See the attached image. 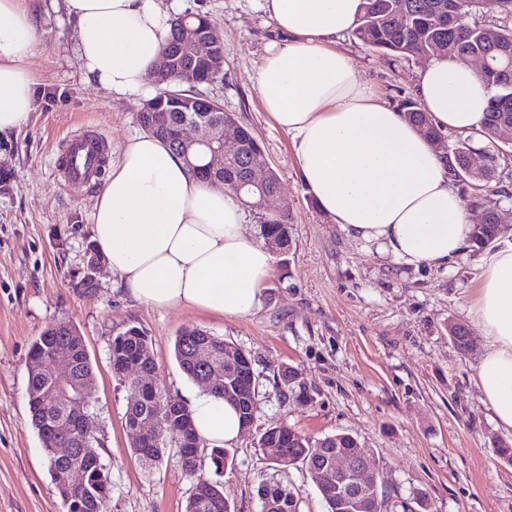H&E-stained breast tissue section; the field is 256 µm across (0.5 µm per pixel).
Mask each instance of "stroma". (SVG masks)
Listing matches in <instances>:
<instances>
[{
	"label": "stroma",
	"mask_w": 512,
	"mask_h": 512,
	"mask_svg": "<svg viewBox=\"0 0 512 512\" xmlns=\"http://www.w3.org/2000/svg\"><path fill=\"white\" fill-rule=\"evenodd\" d=\"M38 20L28 62L34 104L20 130L0 136V512H65L28 407L27 357L51 323L66 319L80 330L94 366L90 427L111 473L107 512H184L195 479L166 449L144 469L125 426L129 391L112 372L109 344L127 326L143 328L157 370L150 384L188 403L200 387L179 367L178 331L196 325L250 354L259 377L256 426L285 424L321 438L355 437L379 474L387 512H512V465L497 445L512 442L476 384L484 348L473 334L467 352L448 337V324L468 321L487 249L467 247L449 268L396 264L348 237L322 214L299 176L290 136L265 112L256 73L283 40L262 0H178L174 12L205 13L224 42V77L199 93L217 100L247 124L280 179L277 204L288 209L291 247L275 256L262 304L244 318H224L185 307L156 308L113 288L100 267L97 286H80L91 244V213L98 187L65 180L58 164L65 142L92 131L106 161L141 134L137 100H116L89 82L78 61V28L65 0H27ZM359 79L377 100L398 108L417 95L425 62L367 49L351 32L336 35ZM471 144L497 154L489 184L512 241V143L476 136ZM294 367L310 391L297 405L279 377ZM231 450L224 495L234 512H261L257 486L269 464L250 436Z\"/></svg>",
	"instance_id": "35a3bbf8"
}]
</instances>
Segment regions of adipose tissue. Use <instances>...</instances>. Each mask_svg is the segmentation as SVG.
Segmentation results:
<instances>
[{"mask_svg":"<svg viewBox=\"0 0 512 512\" xmlns=\"http://www.w3.org/2000/svg\"><path fill=\"white\" fill-rule=\"evenodd\" d=\"M362 0H264L288 37L256 75L263 106L291 136L303 184L354 240L407 267H448L472 227L451 186L452 155L438 153L400 113L360 83L333 37L352 29ZM79 29L86 77L117 98H147L171 38L161 0H66ZM22 0H0V133L26 125L34 90L27 67L37 43ZM423 108L444 130L475 133L492 92L469 66L436 59L419 73ZM242 200L201 179L158 138L132 136L96 197L92 239L117 290L158 308L229 318L252 314L274 257L248 233ZM469 315L485 349L477 385L499 426L512 430V244L481 266ZM199 437L224 447L240 435L237 410L205 393L190 406Z\"/></svg>","mask_w":512,"mask_h":512,"instance_id":"obj_1","label":"adipose tissue"}]
</instances>
